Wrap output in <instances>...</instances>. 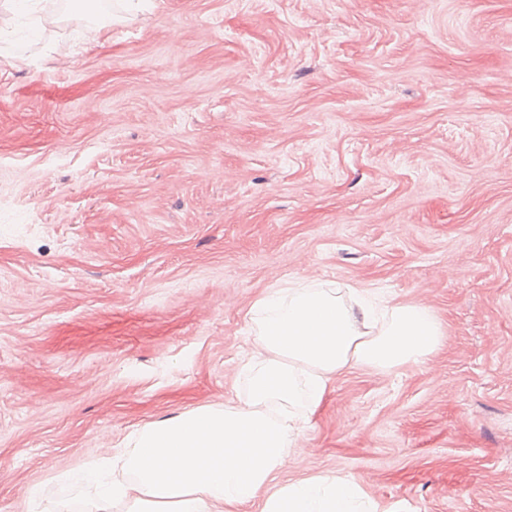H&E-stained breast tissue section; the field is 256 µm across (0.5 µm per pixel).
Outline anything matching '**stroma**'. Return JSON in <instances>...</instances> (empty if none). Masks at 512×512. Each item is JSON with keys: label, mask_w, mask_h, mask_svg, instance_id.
I'll list each match as a JSON object with an SVG mask.
<instances>
[{"label": "stroma", "mask_w": 512, "mask_h": 512, "mask_svg": "<svg viewBox=\"0 0 512 512\" xmlns=\"http://www.w3.org/2000/svg\"><path fill=\"white\" fill-rule=\"evenodd\" d=\"M0 39V512L245 394L291 281L425 303L422 364L334 378L277 485L512 512V0H150Z\"/></svg>", "instance_id": "1"}]
</instances>
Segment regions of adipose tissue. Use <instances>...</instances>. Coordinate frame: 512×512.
<instances>
[{
    "mask_svg": "<svg viewBox=\"0 0 512 512\" xmlns=\"http://www.w3.org/2000/svg\"><path fill=\"white\" fill-rule=\"evenodd\" d=\"M261 354L242 370L244 398L148 425L127 451L59 475L84 512H215L263 498L262 512H381L351 476L322 474L272 488L342 371L388 372L427 360L443 333L432 308L376 304L364 288L292 282L251 309Z\"/></svg>",
    "mask_w": 512,
    "mask_h": 512,
    "instance_id": "1",
    "label": "adipose tissue"
}]
</instances>
